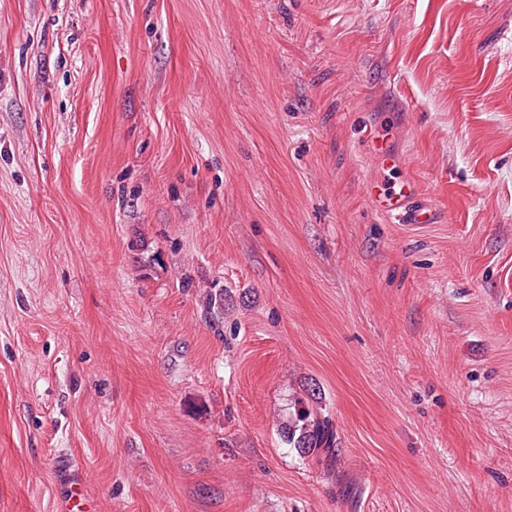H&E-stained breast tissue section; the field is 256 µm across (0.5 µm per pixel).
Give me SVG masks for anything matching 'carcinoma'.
Here are the masks:
<instances>
[{
	"instance_id": "carcinoma-1",
	"label": "carcinoma",
	"mask_w": 512,
	"mask_h": 512,
	"mask_svg": "<svg viewBox=\"0 0 512 512\" xmlns=\"http://www.w3.org/2000/svg\"><path fill=\"white\" fill-rule=\"evenodd\" d=\"M321 399L319 386L311 384L305 388V396L295 401L294 412L284 426V437L299 456H319L331 469L338 462L339 441L331 417L318 407Z\"/></svg>"
}]
</instances>
